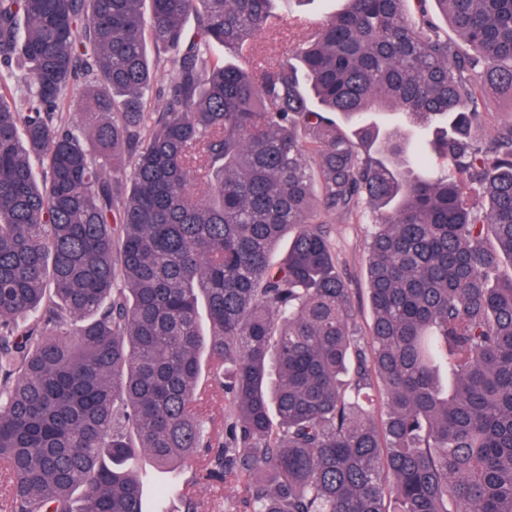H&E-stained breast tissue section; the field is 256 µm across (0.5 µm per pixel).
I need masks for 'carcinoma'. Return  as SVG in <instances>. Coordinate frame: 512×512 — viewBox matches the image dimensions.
Segmentation results:
<instances>
[{"label": "carcinoma", "mask_w": 512, "mask_h": 512, "mask_svg": "<svg viewBox=\"0 0 512 512\" xmlns=\"http://www.w3.org/2000/svg\"><path fill=\"white\" fill-rule=\"evenodd\" d=\"M344 2L271 57L274 0H0L8 512H164L125 465L195 457L217 384L239 512H512V0ZM149 60L151 65L156 72V79L154 81L153 96L151 100V109L160 110L162 106V97L159 96V91H162L170 78L168 68L163 67V63L159 62L155 48L151 45L148 50ZM485 114L484 123L478 128L476 135L479 140H488L494 134L496 127L508 113L512 114V103L506 95L489 94L482 104ZM330 238L339 266L346 274L353 292V303L357 312V321L365 330L372 320L367 288V251L366 241L371 232V223L367 220L352 223L340 218H331L327 224Z\"/></svg>", "instance_id": "carcinoma-1"}]
</instances>
